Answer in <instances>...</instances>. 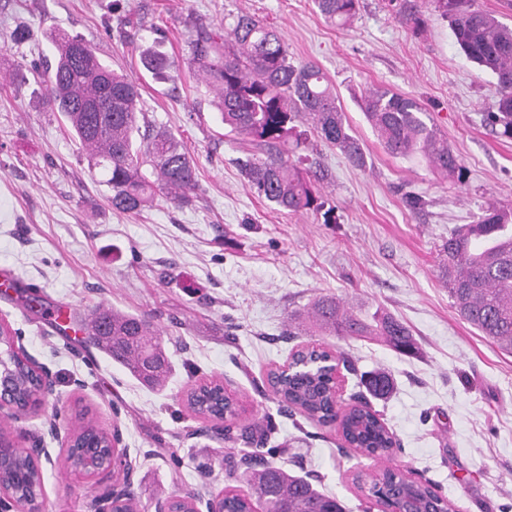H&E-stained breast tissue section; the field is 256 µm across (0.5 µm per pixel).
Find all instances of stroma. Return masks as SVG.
I'll return each instance as SVG.
<instances>
[{
	"label": "stroma",
	"instance_id": "35a3bbf8",
	"mask_svg": "<svg viewBox=\"0 0 512 512\" xmlns=\"http://www.w3.org/2000/svg\"><path fill=\"white\" fill-rule=\"evenodd\" d=\"M427 23L411 32L387 0H359L347 27L328 23L311 0H0V273L22 290L0 298V322L22 352L45 367L53 393L42 411L0 413V430L22 446L41 439L48 512H85V490L70 476L52 430L77 413L118 430L135 467V494L146 512L157 500L197 493L198 508L230 485L221 443L199 433L184 391L218 377L241 406L240 424L270 416L276 465L336 496L346 512H368L366 487L379 461L344 447L335 427L280 413L267 374L312 342L354 364L343 398L359 393L360 373L388 370L396 390L372 401L401 445L396 466L433 483L459 512H512V354L480 336L451 306L440 247L455 225L488 204L512 206V138L484 124L495 77L471 62L446 19L417 0ZM138 18L120 29L119 16ZM247 14L274 26L292 63L318 66L333 85L366 163L352 165L311 137L316 189L336 221L288 213L258 198L238 166L266 147L229 134L216 99L200 80L188 39L199 23ZM32 30L22 45L13 31ZM90 42L98 56L138 83L146 120L170 130L196 165L197 189L176 204L156 196L140 214L113 211L108 189L89 168L39 79L21 65L54 62L50 31ZM171 63L146 72L142 46ZM370 88L416 98L467 170L456 185L420 158L392 156L360 107ZM422 195L410 211L406 192ZM338 297L361 317L401 319L421 352L414 357L355 337L291 336V315L318 297ZM88 314L100 305L143 315L161 332L173 371L163 391L133 379L110 357L58 335L27 297Z\"/></svg>",
	"mask_w": 512,
	"mask_h": 512
}]
</instances>
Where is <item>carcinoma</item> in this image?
Listing matches in <instances>:
<instances>
[{
    "label": "carcinoma",
    "instance_id": "obj_1",
    "mask_svg": "<svg viewBox=\"0 0 512 512\" xmlns=\"http://www.w3.org/2000/svg\"><path fill=\"white\" fill-rule=\"evenodd\" d=\"M329 22L344 27L357 14L359 0H312ZM448 19L457 44L465 55L496 77V99L484 122L512 138V28L488 12L472 7L471 0H435ZM406 25L419 29L426 19L410 0H388ZM54 65L42 80L44 99L51 110L63 115L73 136L99 171L100 183L111 191L112 209L137 214L152 202L156 191L174 201L184 200L195 189L193 159L175 136L150 125L140 126L139 86L102 61L92 46L79 36L52 32ZM193 60L217 99L224 128L245 141L272 150L293 142L294 151L309 147L305 122L321 139L338 148L355 166L365 164L359 140L349 133L337 96L319 67L295 65L288 60L285 41L277 29L249 15L234 18L226 34L207 25L196 28L188 40ZM143 68L161 75L168 59L147 48L141 53ZM364 116L385 150L395 157L421 155L448 180L461 184L466 168L448 146L417 99L373 88L363 99ZM253 192L291 213L313 211L323 223H336L335 207L318 195L297 165L282 154L265 158L247 156L239 161ZM512 206H489L470 224L457 227L442 244V276L448 297L458 315L482 337L512 353ZM112 331L90 337L112 360L120 363L141 383L162 387L172 371L158 330L144 316L109 310ZM318 327L335 336L382 338L393 350L415 355L419 347L410 329L390 314H375L369 320L354 316L339 300L320 297L310 311ZM330 355L314 346L292 354L289 365L275 367L268 377L281 409L298 412L322 425L333 422L346 444L367 456L389 458L395 439L378 411L369 406L337 404L333 396V363ZM17 368L16 405L26 408L37 377L21 359ZM360 384L375 399L384 400L393 391L391 376L381 370L361 376ZM188 408L197 415L239 418V404L223 393L216 382L194 387L186 395ZM254 447L247 468L238 476L247 490H224V512H252L254 502L264 512H345L335 497L327 496L308 480L290 474L266 459L265 434L245 437ZM110 455L109 441L91 423L76 430L70 465L93 467ZM0 483L21 498L42 491L39 470L25 459H11L0 468ZM369 495L385 509L413 499L428 512H455L454 503L437 494L429 483H413L398 468H387L373 482Z\"/></svg>",
    "mask_w": 512,
    "mask_h": 512
}]
</instances>
